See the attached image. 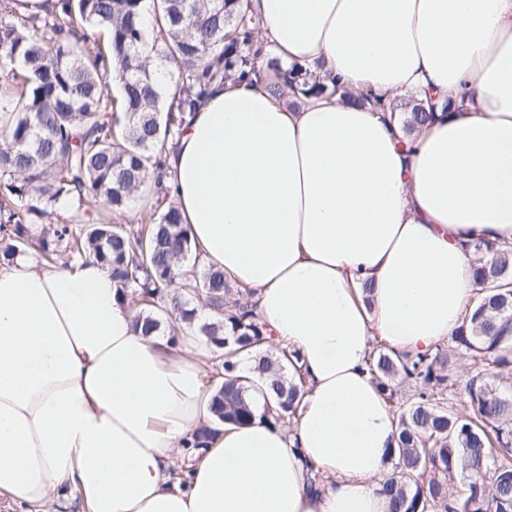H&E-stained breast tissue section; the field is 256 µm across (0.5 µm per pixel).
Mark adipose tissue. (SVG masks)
<instances>
[{
	"label": "adipose tissue",
	"mask_w": 512,
	"mask_h": 512,
	"mask_svg": "<svg viewBox=\"0 0 512 512\" xmlns=\"http://www.w3.org/2000/svg\"><path fill=\"white\" fill-rule=\"evenodd\" d=\"M257 47L382 107L214 84L164 155L204 264L254 293L307 382L292 430L211 418L212 347L146 336L95 260L0 262V499L86 512H389L397 416L366 366L460 328L472 245L512 242V0H242ZM448 108L413 133L398 102ZM370 285L362 294V285ZM325 479L310 491L305 462Z\"/></svg>",
	"instance_id": "obj_1"
}]
</instances>
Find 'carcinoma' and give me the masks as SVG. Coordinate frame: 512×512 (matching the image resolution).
Returning <instances> with one entry per match:
<instances>
[{
	"label": "carcinoma",
	"instance_id": "carcinoma-1",
	"mask_svg": "<svg viewBox=\"0 0 512 512\" xmlns=\"http://www.w3.org/2000/svg\"><path fill=\"white\" fill-rule=\"evenodd\" d=\"M58 4L45 16L0 15V258L32 251L64 267L93 258L112 269L144 334L161 331L168 316L206 337L224 383L215 425L193 434L188 455L216 426L255 417L249 392L259 383L274 394L261 417L292 431L305 384L299 358L264 333L251 293L223 270L201 267L199 256L188 261L195 248L162 184L163 154L214 83L273 69L276 96L345 90L255 48L260 19L239 0ZM153 55L177 73L167 99L148 68ZM435 108L413 104L405 131L431 120ZM137 197L153 210L145 224L80 222L93 211L120 214ZM473 255V306L450 345L402 356L372 341L368 371L389 405L397 384L414 388L397 406L391 468L381 480L391 512H512V245L478 240ZM200 308L219 318L198 322ZM457 355L471 361L462 397L450 373ZM242 356L255 362L246 376Z\"/></svg>",
	"mask_w": 512,
	"mask_h": 512
}]
</instances>
